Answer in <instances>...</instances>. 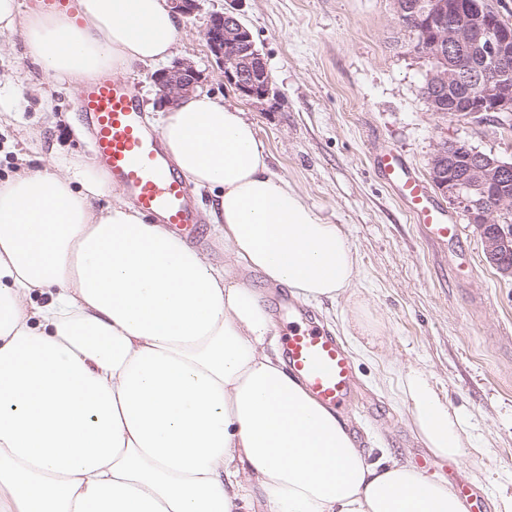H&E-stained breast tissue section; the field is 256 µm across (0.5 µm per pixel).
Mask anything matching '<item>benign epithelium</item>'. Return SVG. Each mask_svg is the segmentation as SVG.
<instances>
[{
  "mask_svg": "<svg viewBox=\"0 0 512 512\" xmlns=\"http://www.w3.org/2000/svg\"><path fill=\"white\" fill-rule=\"evenodd\" d=\"M178 15L190 17L199 10V0H167ZM397 23L407 19L448 16V25L434 29L429 45H413V51L441 61L429 72L425 87L428 104L459 85L472 88L466 117L481 124L496 120L512 122V25L486 6V0H430L423 16L415 13L412 0H392ZM204 37L222 68L224 80L241 97L263 110L273 105L277 94L264 58L244 24L228 11L210 14ZM234 51L240 62L228 63ZM203 74L188 60H177L152 75L157 103L173 106L180 98L203 85ZM460 143H437L428 163L433 184L450 205L462 210L469 223L481 231L488 262L504 277H512V225L504 230L499 215L512 209V164L491 154L470 152V161L457 167Z\"/></svg>",
  "mask_w": 512,
  "mask_h": 512,
  "instance_id": "7a95c632",
  "label": "benign epithelium"
}]
</instances>
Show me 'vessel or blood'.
<instances>
[{
  "mask_svg": "<svg viewBox=\"0 0 512 512\" xmlns=\"http://www.w3.org/2000/svg\"><path fill=\"white\" fill-rule=\"evenodd\" d=\"M79 106L91 131V152L111 173L113 184L155 223L175 228L186 240H193L198 218L191 182L171 167L159 135L145 124L136 83L126 78L86 82ZM374 167L434 245L444 247L458 240L456 220L400 153L381 150ZM279 333L285 343L288 371L302 381L310 395L324 407L353 410V364L343 342L307 314L288 321Z\"/></svg>",
  "mask_w": 512,
  "mask_h": 512,
  "instance_id": "obj_1",
  "label": "vessel or blood"
}]
</instances>
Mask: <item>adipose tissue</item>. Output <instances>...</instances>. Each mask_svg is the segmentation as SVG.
Listing matches in <instances>:
<instances>
[{
  "instance_id": "adipose-tissue-1",
  "label": "adipose tissue",
  "mask_w": 512,
  "mask_h": 512,
  "mask_svg": "<svg viewBox=\"0 0 512 512\" xmlns=\"http://www.w3.org/2000/svg\"><path fill=\"white\" fill-rule=\"evenodd\" d=\"M47 81L169 58L166 0H0ZM174 166L214 195L228 266L133 206L94 207L107 171L21 170L0 185V512H465L447 481L359 448L292 376L261 294L352 298L356 252L273 172L236 105L196 92L162 112ZM400 395L433 456L476 452L422 373Z\"/></svg>"
}]
</instances>
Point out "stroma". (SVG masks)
<instances>
[{"label": "stroma", "mask_w": 512, "mask_h": 512, "mask_svg": "<svg viewBox=\"0 0 512 512\" xmlns=\"http://www.w3.org/2000/svg\"><path fill=\"white\" fill-rule=\"evenodd\" d=\"M227 0H200L181 18L175 59L203 73V89L238 105L258 129L272 170L305 195L328 223L343 225L357 252L355 291L375 333L344 336L345 302L321 324L343 337L355 365L360 408L346 420L371 454L427 460V473L481 496L486 512L512 498V279L486 260L480 234L457 213V245L429 241L407 209L376 176L371 151L389 144L421 176L443 139L461 140L512 161V131L494 122L429 112L421 95L429 63L411 54L391 0H238L236 13L253 35L277 93L260 110L224 79L203 36L211 13ZM0 96L13 112L0 124V182L21 168L53 164L97 170L78 108L80 89L43 82L24 32L0 47ZM201 224L194 247L224 260L212 228L211 193L194 189ZM424 372L450 413L459 415L484 450L458 460L432 457L407 422L405 402L389 388L410 370ZM388 374L390 385L379 377ZM481 473V482L469 472Z\"/></svg>", "instance_id": "35a3bbf8"}]
</instances>
